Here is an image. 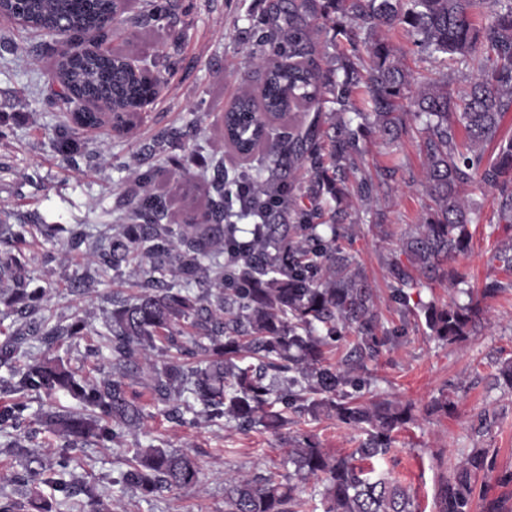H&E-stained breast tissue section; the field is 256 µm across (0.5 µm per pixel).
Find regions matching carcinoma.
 <instances>
[{
  "label": "carcinoma",
  "mask_w": 512,
  "mask_h": 512,
  "mask_svg": "<svg viewBox=\"0 0 512 512\" xmlns=\"http://www.w3.org/2000/svg\"><path fill=\"white\" fill-rule=\"evenodd\" d=\"M313 0H288V45L274 47L277 60L266 69L259 96H238L224 112V138L246 158L266 151L258 173L268 181L285 183L298 168L309 172L304 195L324 199L331 206L341 193L343 174L356 168L362 155L360 131L374 126L394 142L408 131L404 101L411 100L413 116L423 120L416 128L425 152L424 188L432 205L423 223L400 240L406 261L389 265L395 297L407 301V289L418 285L415 275L430 282L458 285L465 275L453 265L468 253L470 226L479 212L461 195L475 186L497 194L499 224H512V132L502 133V120L512 112V0H324L321 14L310 10ZM0 10L19 14L27 31L64 27L76 40L89 32L121 39L127 31L121 3L115 0H0ZM121 18L112 30L101 25L112 13ZM348 18L367 32L364 50L336 59V67L320 68L310 58L298 22L343 33L339 19ZM400 27L434 63L449 60L478 73L468 89L458 92L444 78L415 77L378 35L382 28ZM56 76L67 92L55 95L51 105L66 115L55 130L56 151L66 159L80 153L79 131L100 126L94 112H75L78 100L103 99L112 103V130H128L141 115L133 108L147 93L132 80L110 48L72 54L56 63ZM327 130L313 123L305 130L285 134L259 129L253 113L288 116L323 104ZM220 199L205 211L207 224H164L165 203L143 194L125 218L124 231L112 237L96 254L100 270L140 269L128 297L112 294L108 350L112 376L82 380L53 349L64 339L86 336L89 326L76 312L64 325L44 314L46 288L29 287L22 246L38 231L48 242L63 231L57 224H7L0 250V276L13 288L7 304L27 318L0 341V368L10 373L9 387L19 393L51 396L69 393L83 406L80 411H55L44 423L67 441L56 461L64 474L71 452L95 440L119 444L140 426L145 407L125 382L138 357L153 350L173 361L150 369L154 400L168 406L166 413L186 423L188 413L211 422L233 423L242 430L262 428L274 434L288 425L291 410L315 416L330 412L343 425L365 429L366 439L356 450L362 459L387 455L394 434L411 420L410 408L387 399L357 401L365 382L356 366L328 363L327 354L354 337L352 353L358 360H374L386 343L376 333L374 294L353 257L336 246V224L327 241L316 233L324 214L302 209L288 200L298 223L288 224L282 209L270 206L265 223L252 226L249 239L224 223V201L232 193L224 174L215 177ZM248 254L224 267L214 254L226 249ZM198 291H193V288ZM478 304L427 308L426 325L441 341L474 332ZM35 336L45 348L43 360L20 363L25 337ZM28 404L13 403L0 413V425H19ZM289 462L300 478L316 476L322 482V512H414L407 488L385 477H373L353 464L354 455L336 456L306 434L288 440ZM489 467L487 452L475 449L441 489L442 512H469L473 477ZM199 480L195 460L187 454L150 444L135 453L120 483L155 497L194 486ZM57 491L79 512H109L85 483L51 479ZM292 481L275 475L238 474L225 480L224 512H301Z\"/></svg>",
  "instance_id": "cac0c4a2"
}]
</instances>
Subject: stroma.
I'll list each match as a JSON object with an SVG mask.
<instances>
[{"label": "stroma", "instance_id": "stroma-1", "mask_svg": "<svg viewBox=\"0 0 512 512\" xmlns=\"http://www.w3.org/2000/svg\"><path fill=\"white\" fill-rule=\"evenodd\" d=\"M160 21H147L133 29L125 50L145 61L150 75L167 83L143 120L126 135L85 130V144L74 160H66L53 148L57 114L49 101L58 90L53 76L63 39L48 47L26 41L19 27L0 23V126L10 130L0 141V220L10 224L38 223L86 225L88 237L80 252H71L66 238L47 242L31 239L24 250L33 286H49L46 306L55 320L69 322L74 311L88 317L93 332L65 342L58 355L83 379H98L112 372L105 349L106 321L111 311L109 296L135 280L136 271L122 276L100 277L93 293L80 295L64 282L96 268L100 246L120 233L119 221L127 200L149 192L166 202L165 221L184 223L192 212L205 211L215 199L213 179L224 172L240 180L254 174L256 161L239 159L224 141L223 114L241 90L259 92L267 47L261 38L283 36V18L269 17L271 0H160ZM386 39L404 55L409 68L433 78H448L466 85L476 67H444L432 63L403 30L386 32ZM176 131L182 147L173 158L151 155L150 147L164 134ZM358 168L348 174L346 185L355 188L361 177L372 182L369 205L346 199L345 216L338 226L336 243L349 252L374 290V311L380 334L392 341L376 360L367 362L360 375L366 383L363 397L378 395L413 403L416 419L396 437L393 449L373 461L377 473L407 487L416 512H441L440 492L472 449L488 452L490 468L478 473V490L471 512H512V388L498 381V369L512 360L511 279L493 260L498 243L512 240V225L492 221L496 201L492 192L470 187L466 197L480 210L472 225L471 250L455 265L473 292H481L492 280L506 287L481 302L482 327L477 335L449 344L432 336L422 307L466 303L459 289L445 283L421 281L410 289V307L394 297L387 272L390 260L400 258L399 238L410 225L421 223L429 204L421 184L424 152L415 133L387 143L379 134L365 132ZM189 172L177 174L176 163ZM55 260L43 263L45 251ZM100 349L87 355L88 346ZM147 373L131 381L130 390L146 403L148 416L141 429L127 435L121 447L88 444L76 454L75 476L92 486L111 512H224V480L236 473H274L287 476V435L314 434L331 452L348 455L365 435L321 414L288 416L286 436L255 429L244 432L231 425H214L205 418L186 425L169 419L150 402ZM452 403L447 413L432 411L441 396ZM26 400L27 421L21 428L0 430V494L25 502L28 493L21 479L28 470L49 477L65 442L40 426L48 410L78 408L65 392L52 396H26L0 390V409ZM155 444L185 452L196 460L201 474L198 486L147 498L139 490L122 485L120 474L136 449Z\"/></svg>", "mask_w": 512, "mask_h": 512}]
</instances>
